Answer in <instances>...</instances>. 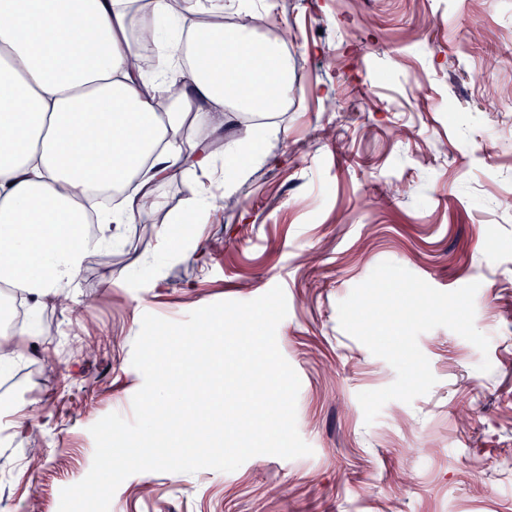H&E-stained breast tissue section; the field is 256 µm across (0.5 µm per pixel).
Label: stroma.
Wrapping results in <instances>:
<instances>
[{
    "instance_id": "1",
    "label": "stroma",
    "mask_w": 512,
    "mask_h": 512,
    "mask_svg": "<svg viewBox=\"0 0 512 512\" xmlns=\"http://www.w3.org/2000/svg\"><path fill=\"white\" fill-rule=\"evenodd\" d=\"M253 12L290 33L266 161L230 194L220 157L160 182L162 208L87 265L67 303L41 309L35 348L0 373V512H58L91 468L90 427L131 417L144 314L181 321L277 285L311 455L137 473L110 512H512V0H253ZM201 189L215 210L198 242L171 246L161 228ZM387 260L441 291L479 282L490 345L421 334L436 384L368 424L358 393L396 373L342 330L338 304ZM427 441L435 453L419 455Z\"/></svg>"
}]
</instances>
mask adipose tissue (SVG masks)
Listing matches in <instances>:
<instances>
[{"label":"adipose tissue","instance_id":"obj_1","mask_svg":"<svg viewBox=\"0 0 512 512\" xmlns=\"http://www.w3.org/2000/svg\"><path fill=\"white\" fill-rule=\"evenodd\" d=\"M135 0H0V288L36 304L64 294L113 225L159 207V182L224 159L233 191L263 162L224 140L234 113L271 112L288 99L291 65L250 23L225 27L224 0H150L180 29L154 73L138 65ZM212 134L191 152L187 130Z\"/></svg>","mask_w":512,"mask_h":512}]
</instances>
